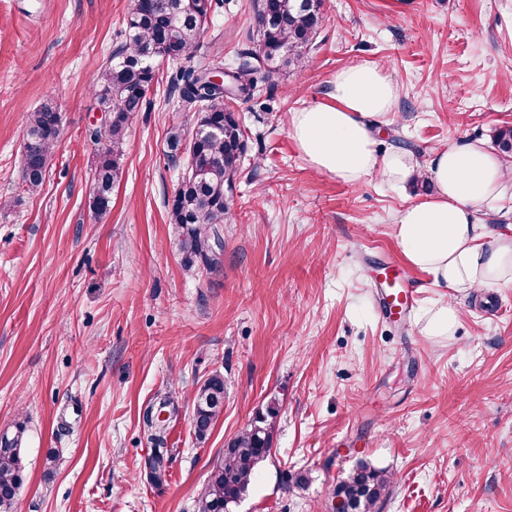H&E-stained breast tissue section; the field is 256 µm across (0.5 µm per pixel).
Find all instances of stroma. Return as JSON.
<instances>
[{"label":"stroma","instance_id":"1","mask_svg":"<svg viewBox=\"0 0 512 512\" xmlns=\"http://www.w3.org/2000/svg\"><path fill=\"white\" fill-rule=\"evenodd\" d=\"M129 7L0 0V431L25 427L14 512H195L225 444L272 401L271 454L231 512H333L361 457L392 474L382 512H512V284L459 296L455 334L426 335L418 319L448 291L406 263L392 224L433 193L428 174L402 190L352 186L316 172L289 133L337 70L377 61L398 89L383 148L425 160L493 145L512 126V0H324L306 65L235 103L246 154L212 273L185 271L167 218L182 173L169 132L196 119L167 63L128 129L111 211L88 206L101 122L90 81ZM252 30V0H224L198 62L230 67L255 48ZM47 101L62 139L32 193L24 118ZM378 258L417 291L406 323L377 310ZM216 371L224 412L201 443L192 397ZM165 391L179 415L156 485L141 417Z\"/></svg>","mask_w":512,"mask_h":512}]
</instances>
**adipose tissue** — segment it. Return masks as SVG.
Instances as JSON below:
<instances>
[{"label": "adipose tissue", "mask_w": 512, "mask_h": 512, "mask_svg": "<svg viewBox=\"0 0 512 512\" xmlns=\"http://www.w3.org/2000/svg\"><path fill=\"white\" fill-rule=\"evenodd\" d=\"M328 103L293 113L290 134L318 172L356 185L375 178L399 186L427 170L433 194L409 204L394 224L396 243L413 268L457 293L512 281V234L490 232L477 213L512 181L498 153L482 142H463L420 164L412 150L379 147L378 132L394 109L397 88L374 62L338 70Z\"/></svg>", "instance_id": "ef3b65f1"}]
</instances>
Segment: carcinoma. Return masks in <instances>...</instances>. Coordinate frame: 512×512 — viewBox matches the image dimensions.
<instances>
[{
	"label": "carcinoma",
	"mask_w": 512,
	"mask_h": 512,
	"mask_svg": "<svg viewBox=\"0 0 512 512\" xmlns=\"http://www.w3.org/2000/svg\"><path fill=\"white\" fill-rule=\"evenodd\" d=\"M220 0H132L125 41L92 81V96L103 113L96 131L100 145L90 208L99 217L112 206V191L123 177L126 133L137 112L147 104V94L157 77V63L177 65L171 83L179 97L197 112L195 128L187 136L170 139L171 160L187 154L186 172L171 203V223L179 230V251L188 271L221 268L224 225L232 223L231 182L243 162L245 126L233 107L237 99L250 101L261 87L292 66L308 59L323 23V0H253L257 42L255 49L237 55L224 71V84L208 78L209 69L191 66L202 46V37ZM62 135L56 106L45 103L25 116L22 147V181L35 191L44 182L50 157ZM495 143L512 156V127L499 129ZM224 376L215 372L193 398L192 427L198 439L211 433L224 408ZM154 402L142 413L143 430L156 445L151 457V480L163 482L168 426L153 417ZM278 409L270 404L228 441L221 460L212 468L198 512H228L230 505L253 486L258 465L272 450ZM25 428L0 436V512H13L23 484L21 444ZM391 484V475L366 460L336 485V493L350 499L355 512H380V503Z\"/></svg>",
	"instance_id": "cac0c4a2"
}]
</instances>
